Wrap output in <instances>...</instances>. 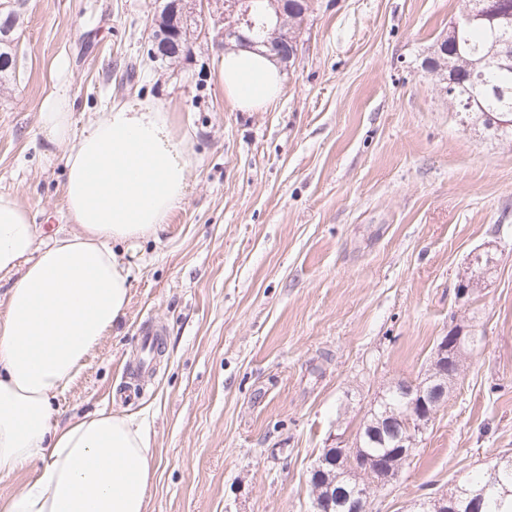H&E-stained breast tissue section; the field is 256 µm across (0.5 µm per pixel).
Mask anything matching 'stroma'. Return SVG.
Segmentation results:
<instances>
[{
	"label": "stroma",
	"mask_w": 512,
	"mask_h": 512,
	"mask_svg": "<svg viewBox=\"0 0 512 512\" xmlns=\"http://www.w3.org/2000/svg\"><path fill=\"white\" fill-rule=\"evenodd\" d=\"M159 0H26L0 84V194L40 238L70 231L64 150L39 129L65 86L76 127L112 103L173 112L192 159L158 238L119 245L126 315L56 400L150 429L148 512H312L324 448L352 444L383 389L423 377L442 336L480 337L369 512H413L512 454V141L464 128L422 70L461 0H314L278 102L232 108L217 30L149 61ZM494 272L457 296L476 255ZM165 353L121 397L143 325Z\"/></svg>",
	"instance_id": "1"
}]
</instances>
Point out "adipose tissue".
<instances>
[{
    "instance_id": "1",
    "label": "adipose tissue",
    "mask_w": 512,
    "mask_h": 512,
    "mask_svg": "<svg viewBox=\"0 0 512 512\" xmlns=\"http://www.w3.org/2000/svg\"><path fill=\"white\" fill-rule=\"evenodd\" d=\"M218 78L245 112L282 93L279 64L248 50L225 51ZM72 107L57 90L39 124L66 148L64 200L76 231L43 242L28 211L0 194V278L12 281L0 314V475L43 463L0 512H147L149 432L106 411L61 426L52 400L126 314L132 282L115 243L162 230L185 198L191 160L161 106L117 102L79 131Z\"/></svg>"
}]
</instances>
